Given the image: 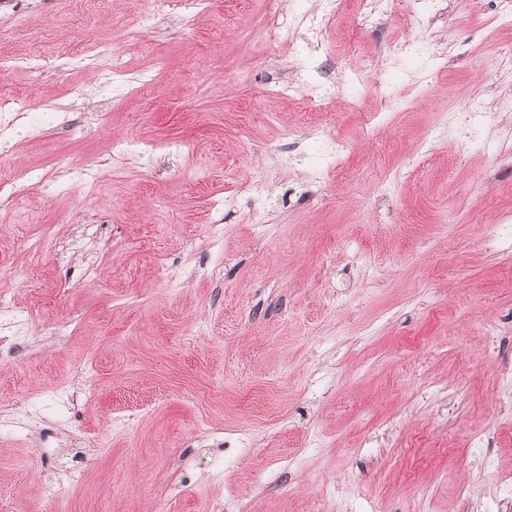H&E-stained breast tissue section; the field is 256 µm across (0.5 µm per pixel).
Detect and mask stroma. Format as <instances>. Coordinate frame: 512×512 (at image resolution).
<instances>
[{"instance_id": "1", "label": "stroma", "mask_w": 512, "mask_h": 512, "mask_svg": "<svg viewBox=\"0 0 512 512\" xmlns=\"http://www.w3.org/2000/svg\"><path fill=\"white\" fill-rule=\"evenodd\" d=\"M499 8L385 0L369 20L359 0L332 16L201 0L187 27L170 0H0V101L31 102L0 116L17 190L0 290L44 312L24 357L0 352V418L26 433L0 436V496L27 512H504L512 251L477 242L512 214ZM102 49L121 76L93 67ZM391 99L412 118L367 132ZM326 137L347 146L332 166Z\"/></svg>"}]
</instances>
